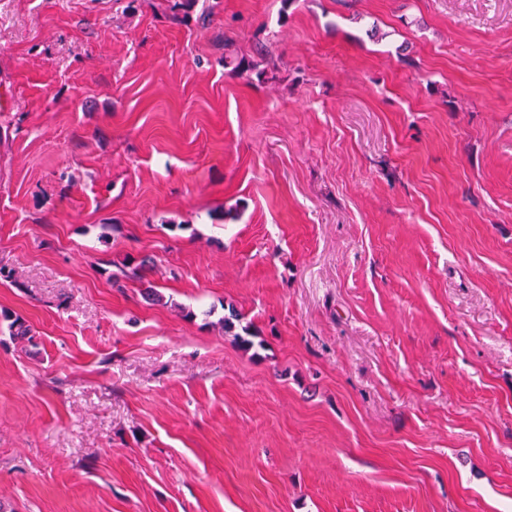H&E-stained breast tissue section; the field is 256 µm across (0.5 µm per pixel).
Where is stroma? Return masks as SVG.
<instances>
[{
  "instance_id": "stroma-1",
  "label": "stroma",
  "mask_w": 512,
  "mask_h": 512,
  "mask_svg": "<svg viewBox=\"0 0 512 512\" xmlns=\"http://www.w3.org/2000/svg\"><path fill=\"white\" fill-rule=\"evenodd\" d=\"M174 2L0 0V500L512 512V0Z\"/></svg>"
}]
</instances>
